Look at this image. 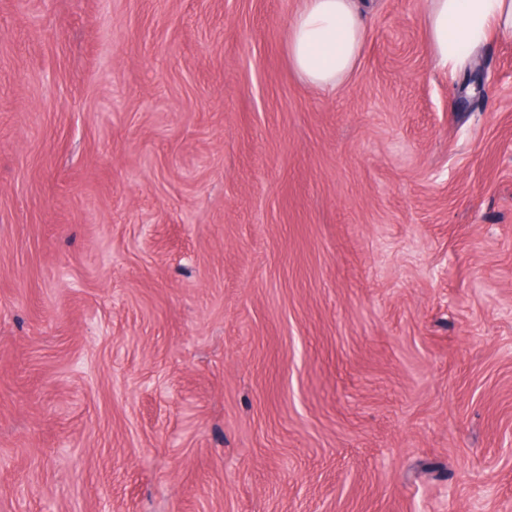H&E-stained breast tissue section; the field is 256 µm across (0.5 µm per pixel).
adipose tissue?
<instances>
[{
  "label": "adipose tissue",
  "mask_w": 512,
  "mask_h": 512,
  "mask_svg": "<svg viewBox=\"0 0 512 512\" xmlns=\"http://www.w3.org/2000/svg\"><path fill=\"white\" fill-rule=\"evenodd\" d=\"M435 64L464 70L493 29L512 30V0H428ZM365 42L362 0H301L288 26V58L311 84L333 88L353 73Z\"/></svg>",
  "instance_id": "1"
}]
</instances>
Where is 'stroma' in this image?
Masks as SVG:
<instances>
[{"label": "stroma", "instance_id": "1", "mask_svg": "<svg viewBox=\"0 0 512 512\" xmlns=\"http://www.w3.org/2000/svg\"><path fill=\"white\" fill-rule=\"evenodd\" d=\"M299 7L0 0V512H512V33ZM362 0H301L288 25V58L306 81L336 88L353 73L365 42Z\"/></svg>", "mask_w": 512, "mask_h": 512}]
</instances>
